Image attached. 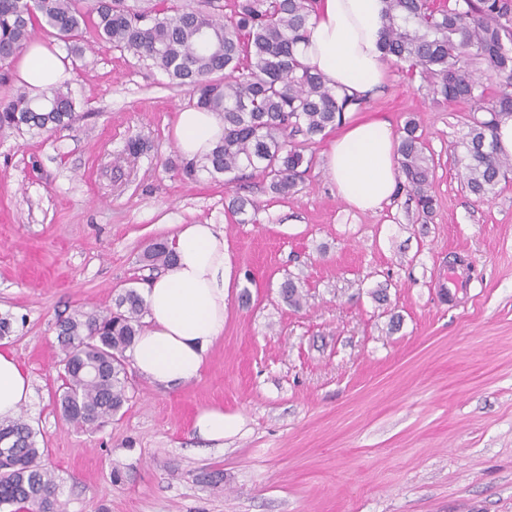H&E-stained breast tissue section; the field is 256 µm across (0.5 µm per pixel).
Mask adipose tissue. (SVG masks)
Listing matches in <instances>:
<instances>
[{
  "mask_svg": "<svg viewBox=\"0 0 512 512\" xmlns=\"http://www.w3.org/2000/svg\"><path fill=\"white\" fill-rule=\"evenodd\" d=\"M382 0H316L300 59L322 73L339 92L362 96L384 76L379 48ZM17 70L31 97H40L68 77L62 53L28 45ZM173 139L190 158L211 152L224 136L213 115L194 107L178 112ZM398 142L387 121L350 126L330 141L325 168L336 194L352 208L382 210L400 179ZM174 264L143 293L146 326L129 350L139 372L168 387L192 380L207 352L224 332L226 276L224 230L218 224H180L169 237ZM32 394L31 380L13 355L0 352V421L12 419Z\"/></svg>",
  "mask_w": 512,
  "mask_h": 512,
  "instance_id": "adipose-tissue-1",
  "label": "adipose tissue"
}]
</instances>
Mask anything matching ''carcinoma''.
I'll list each match as a JSON object with an SVG mask.
<instances>
[{
    "instance_id": "obj_1",
    "label": "carcinoma",
    "mask_w": 512,
    "mask_h": 512,
    "mask_svg": "<svg viewBox=\"0 0 512 512\" xmlns=\"http://www.w3.org/2000/svg\"><path fill=\"white\" fill-rule=\"evenodd\" d=\"M315 0H235L224 15L220 0H150L135 11L125 0H0V68L8 65L40 28L79 51L83 34L158 66L191 90V106L224 123V138L182 172L224 177L229 185L246 170L288 195L304 183L313 157L291 144L297 133L312 139L342 123L347 108L363 99L339 95L320 73L304 65L298 44ZM380 49L405 63L433 95L484 113L472 116L458 146L470 191L490 200L512 159L497 152L498 124L512 118V0H384ZM208 31L201 41L199 31ZM76 102L63 83L34 100L25 92L0 99V131L39 135L71 126ZM404 187L425 215L433 210L432 174L415 121L402 127L397 148ZM143 260L153 269L174 261L168 243L155 242ZM280 295L299 308L305 294L288 279ZM143 297L124 288L112 306L76 309L56 323L62 384L56 405L81 432H92L124 414L135 386L126 351L142 330ZM47 449L24 416L0 424V510L58 512L60 479L42 464Z\"/></svg>"
}]
</instances>
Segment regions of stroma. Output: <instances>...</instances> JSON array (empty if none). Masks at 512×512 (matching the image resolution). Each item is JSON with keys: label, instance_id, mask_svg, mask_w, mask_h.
Here are the masks:
<instances>
[{"label": "stroma", "instance_id": "1", "mask_svg": "<svg viewBox=\"0 0 512 512\" xmlns=\"http://www.w3.org/2000/svg\"><path fill=\"white\" fill-rule=\"evenodd\" d=\"M69 67L71 127L0 133V350L31 379L23 413L65 512H512V173L491 200L469 191L468 112L387 62L352 117L416 120L434 210L399 187L359 212L326 174L328 137L296 136L314 165L292 195L258 175L187 179L171 136L187 88L104 42ZM238 196L255 209L233 214ZM175 224L224 227V333L197 378L136 376L120 419L76 431L54 404L56 322L146 288L143 252ZM289 278L301 308L280 296ZM209 407L232 425L223 444L193 429ZM214 470L223 481L202 482Z\"/></svg>", "mask_w": 512, "mask_h": 512}]
</instances>
